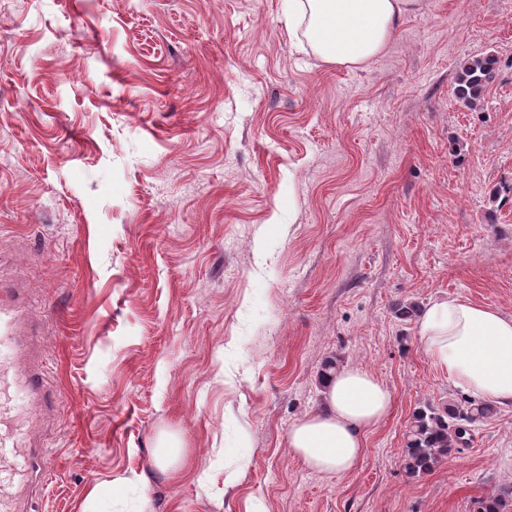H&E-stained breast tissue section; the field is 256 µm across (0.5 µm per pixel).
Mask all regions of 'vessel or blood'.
Segmentation results:
<instances>
[{"label":"vessel or blood","mask_w":512,"mask_h":512,"mask_svg":"<svg viewBox=\"0 0 512 512\" xmlns=\"http://www.w3.org/2000/svg\"><path fill=\"white\" fill-rule=\"evenodd\" d=\"M20 302V289L0 280V512H26L24 502L45 472L34 451L32 427L11 420L16 397H34L41 421L57 404L32 357L36 341L23 327Z\"/></svg>","instance_id":"vessel-or-blood-1"}]
</instances>
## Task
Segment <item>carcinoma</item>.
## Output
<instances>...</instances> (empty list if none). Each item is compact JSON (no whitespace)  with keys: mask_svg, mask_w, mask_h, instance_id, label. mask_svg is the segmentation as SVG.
<instances>
[{"mask_svg":"<svg viewBox=\"0 0 512 512\" xmlns=\"http://www.w3.org/2000/svg\"><path fill=\"white\" fill-rule=\"evenodd\" d=\"M498 59L493 55L464 61L455 79L454 94L468 107L476 106L494 81ZM496 406L486 401L425 403L412 415L405 433L406 473L419 477L429 473L455 449L466 443L474 424L494 417ZM478 512H512V486L479 502Z\"/></svg>","mask_w":512,"mask_h":512,"instance_id":"cac0c4a2","label":"carcinoma"}]
</instances>
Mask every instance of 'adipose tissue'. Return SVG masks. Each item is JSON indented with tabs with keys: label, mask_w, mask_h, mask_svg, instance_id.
I'll list each match as a JSON object with an SVG mask.
<instances>
[{
	"label": "adipose tissue",
	"mask_w": 512,
	"mask_h": 512,
	"mask_svg": "<svg viewBox=\"0 0 512 512\" xmlns=\"http://www.w3.org/2000/svg\"><path fill=\"white\" fill-rule=\"evenodd\" d=\"M291 19L323 62L361 65L381 54L420 0H293ZM426 349L454 387L498 405H512V317L468 300H442L418 323ZM323 409L296 422L289 446L318 472L349 473L364 434L388 414L392 396L373 374L348 368L324 382Z\"/></svg>",
	"instance_id": "obj_1"
}]
</instances>
